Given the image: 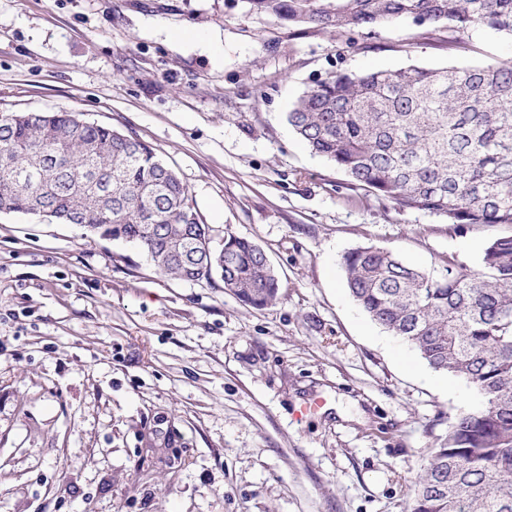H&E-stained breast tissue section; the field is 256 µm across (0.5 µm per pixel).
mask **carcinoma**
<instances>
[{"instance_id":"carcinoma-1","label":"carcinoma","mask_w":512,"mask_h":512,"mask_svg":"<svg viewBox=\"0 0 512 512\" xmlns=\"http://www.w3.org/2000/svg\"><path fill=\"white\" fill-rule=\"evenodd\" d=\"M256 13L345 34L410 18L461 35L512 36V0H247ZM309 149L351 189L447 223L501 225L466 272L434 274L396 251L360 246L341 257L353 301L409 342L435 371L470 383L485 407L463 412L419 478L411 512H512V59L453 68L340 72L287 112ZM78 224L140 245L165 275L219 277L262 309L280 278L257 243L215 240L187 186L145 142L77 112L0 114V210Z\"/></svg>"}]
</instances>
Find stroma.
I'll use <instances>...</instances> for the list:
<instances>
[{
	"mask_svg": "<svg viewBox=\"0 0 512 512\" xmlns=\"http://www.w3.org/2000/svg\"><path fill=\"white\" fill-rule=\"evenodd\" d=\"M447 37L409 19L335 36L246 0H0V114L139 138L282 283L254 309L137 244L0 212V512H410L481 401L374 323L340 260L377 245L476 272L502 228L351 191L286 114L340 70L512 58L508 35Z\"/></svg>",
	"mask_w": 512,
	"mask_h": 512,
	"instance_id": "obj_1",
	"label": "stroma"
}]
</instances>
